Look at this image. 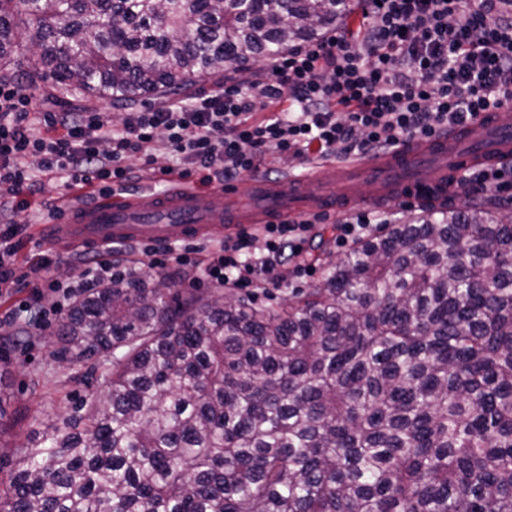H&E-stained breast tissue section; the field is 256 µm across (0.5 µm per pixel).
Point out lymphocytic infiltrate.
<instances>
[{"label":"lymphocytic infiltrate","instance_id":"obj_1","mask_svg":"<svg viewBox=\"0 0 512 512\" xmlns=\"http://www.w3.org/2000/svg\"><path fill=\"white\" fill-rule=\"evenodd\" d=\"M512 101V0H381L358 30H342L292 46L254 78L225 76L218 90L130 110L120 124L87 108L54 111L35 105L22 83L0 78V296L32 291L33 326L78 296L110 282L116 262L80 250L83 270L58 281L48 257L19 273L20 213L31 210L41 177L93 195L125 186L126 164L208 187L256 174L267 158H345L395 147L402 139L463 126ZM262 120H252V113ZM175 164L157 163L158 151ZM36 165H29V158ZM324 215L267 224L227 237L218 249L145 246L151 268L198 269L221 287L279 285L284 253L302 256L305 231Z\"/></svg>","mask_w":512,"mask_h":512}]
</instances>
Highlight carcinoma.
Wrapping results in <instances>:
<instances>
[{"mask_svg":"<svg viewBox=\"0 0 512 512\" xmlns=\"http://www.w3.org/2000/svg\"><path fill=\"white\" fill-rule=\"evenodd\" d=\"M352 0H0L27 87L131 104L324 37ZM278 311L131 268L56 359L104 390L0 454V512H512V219L389 224Z\"/></svg>","mask_w":512,"mask_h":512,"instance_id":"cac0c4a2","label":"carcinoma"}]
</instances>
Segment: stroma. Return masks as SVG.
Segmentation results:
<instances>
[{"label": "stroma", "mask_w": 512, "mask_h": 512, "mask_svg": "<svg viewBox=\"0 0 512 512\" xmlns=\"http://www.w3.org/2000/svg\"><path fill=\"white\" fill-rule=\"evenodd\" d=\"M29 296V289L21 288L0 298V318L9 314L15 318L14 323L0 325V391L10 396L5 406L10 427L0 435V442L13 449L27 444L34 421L50 413L75 414L85 399L102 388L86 364L64 365L53 358L57 318H50L42 330L24 334L25 321L18 313ZM37 377L45 384L36 389L32 381Z\"/></svg>", "instance_id": "1"}]
</instances>
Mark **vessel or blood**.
<instances>
[{
  "instance_id": "1",
  "label": "vessel or blood",
  "mask_w": 512,
  "mask_h": 512,
  "mask_svg": "<svg viewBox=\"0 0 512 512\" xmlns=\"http://www.w3.org/2000/svg\"><path fill=\"white\" fill-rule=\"evenodd\" d=\"M512 164V114L488 112L468 126L449 127L400 144L387 154L310 164L272 183L253 176L213 190L171 179L160 194L115 193L74 198L47 223L49 238L65 245L110 243L168 245L209 237L240 224H266L309 213H331L359 204L382 209L400 202L440 201L449 180L473 168Z\"/></svg>"
}]
</instances>
